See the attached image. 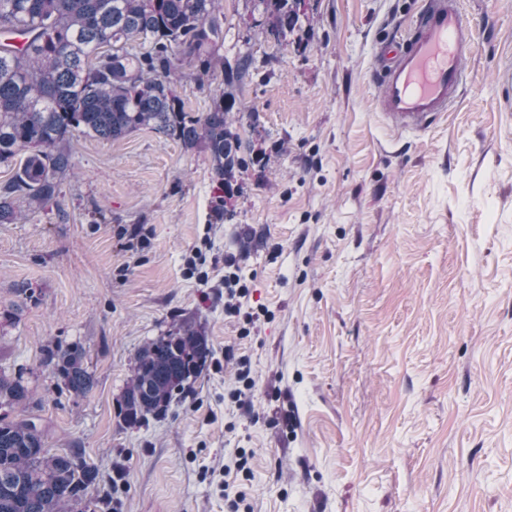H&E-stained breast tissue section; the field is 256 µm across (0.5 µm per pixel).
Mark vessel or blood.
Segmentation results:
<instances>
[{
  "instance_id": "1",
  "label": "vessel or blood",
  "mask_w": 512,
  "mask_h": 512,
  "mask_svg": "<svg viewBox=\"0 0 512 512\" xmlns=\"http://www.w3.org/2000/svg\"><path fill=\"white\" fill-rule=\"evenodd\" d=\"M471 34L458 0H426L406 37L380 42L373 74L377 106L398 131L432 126L456 102Z\"/></svg>"
}]
</instances>
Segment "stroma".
<instances>
[{
	"label": "stroma",
	"instance_id": "1",
	"mask_svg": "<svg viewBox=\"0 0 512 512\" xmlns=\"http://www.w3.org/2000/svg\"><path fill=\"white\" fill-rule=\"evenodd\" d=\"M424 2L306 0L282 47L252 0H224L225 57L255 60L235 129L264 156L236 175L232 223L212 218L206 153L149 129L75 136L57 205L0 223V368L47 448L95 468V512H225L240 491L248 512H512V0H460L462 95L398 133L370 70ZM184 322L205 369L125 425L135 353ZM74 344L79 396L42 363ZM228 347L251 360L253 414L231 408ZM240 450L251 477L225 483L212 469ZM248 294V286L236 271L224 274V310L232 317L242 313L243 301Z\"/></svg>",
	"mask_w": 512,
	"mask_h": 512
}]
</instances>
